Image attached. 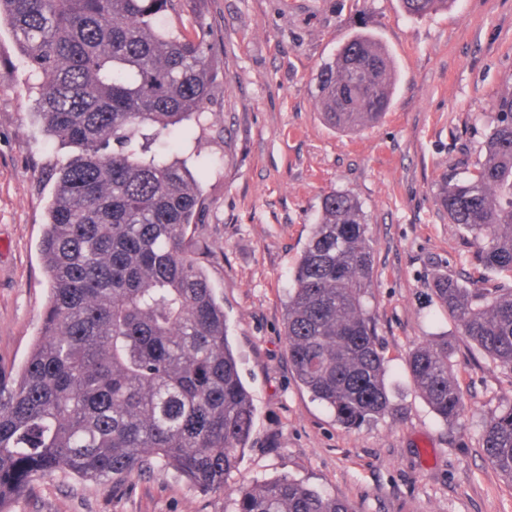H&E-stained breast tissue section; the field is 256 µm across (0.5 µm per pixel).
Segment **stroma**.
<instances>
[{
  "instance_id": "obj_1",
  "label": "stroma",
  "mask_w": 512,
  "mask_h": 512,
  "mask_svg": "<svg viewBox=\"0 0 512 512\" xmlns=\"http://www.w3.org/2000/svg\"><path fill=\"white\" fill-rule=\"evenodd\" d=\"M215 84L205 127L177 153L199 172L204 206L189 247L219 300L255 406L239 467L201 494L174 472L131 477L121 492L61 474L36 480L11 512H235L240 486L287 477L355 512H512V481L488 462L483 432L512 407V372L472 349L433 291L437 276L512 288L476 266L472 237L449 223L441 187L482 160L494 103L512 77V0H448L424 18L400 0H201ZM367 32L391 53L384 118L356 133L328 126L315 76ZM27 68L0 28V377L39 336L49 292L42 227L64 152L32 116ZM346 191L367 214L374 250L364 298L389 365L392 403L360 429L339 424L299 383L284 341L293 271L323 195ZM447 338L466 402L445 424L417 389L408 353Z\"/></svg>"
}]
</instances>
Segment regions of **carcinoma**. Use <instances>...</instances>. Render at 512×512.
<instances>
[{
  "label": "carcinoma",
  "instance_id": "cac0c4a2",
  "mask_svg": "<svg viewBox=\"0 0 512 512\" xmlns=\"http://www.w3.org/2000/svg\"><path fill=\"white\" fill-rule=\"evenodd\" d=\"M422 18L448 0H401ZM185 0H0L28 69L46 136L68 155L40 241L49 285L40 335L16 381L0 382V512L55 472L121 486L157 465L203 492L224 489L254 406L228 341L224 305L186 245L203 201L159 137L200 120L212 67ZM394 64L373 37L344 42L316 75L323 119L343 132L388 111ZM484 158L446 183L439 205L476 244V265L512 277V77L495 104ZM367 215L353 195L323 196L294 271L285 341L298 381L348 429L389 412L387 367L364 289ZM436 295L463 336L512 373V288L441 277ZM448 341L407 366L433 411L458 421L464 396ZM485 454L512 481V407L485 426ZM236 512H354L287 477L238 490Z\"/></svg>",
  "mask_w": 512,
  "mask_h": 512
}]
</instances>
